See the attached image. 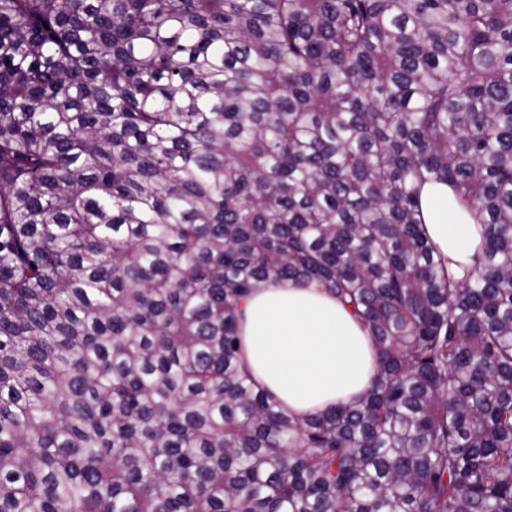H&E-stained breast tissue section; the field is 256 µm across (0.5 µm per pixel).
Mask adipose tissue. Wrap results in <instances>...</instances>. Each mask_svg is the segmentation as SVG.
<instances>
[{"label":"adipose tissue","instance_id":"1","mask_svg":"<svg viewBox=\"0 0 512 512\" xmlns=\"http://www.w3.org/2000/svg\"><path fill=\"white\" fill-rule=\"evenodd\" d=\"M421 206L430 239L450 274L462 278L479 241L473 219L443 184L426 185ZM241 310L245 368L295 414L327 409L369 386L374 347L357 320L324 288L264 286L242 302Z\"/></svg>","mask_w":512,"mask_h":512}]
</instances>
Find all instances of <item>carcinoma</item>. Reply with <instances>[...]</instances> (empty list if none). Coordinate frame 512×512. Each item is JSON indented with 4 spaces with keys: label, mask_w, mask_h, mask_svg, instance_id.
<instances>
[{
    "label": "carcinoma",
    "mask_w": 512,
    "mask_h": 512,
    "mask_svg": "<svg viewBox=\"0 0 512 512\" xmlns=\"http://www.w3.org/2000/svg\"><path fill=\"white\" fill-rule=\"evenodd\" d=\"M288 280L376 350L302 418ZM0 512H512V0H0ZM427 233L445 257L454 278L464 276V267L472 263L479 236L469 212L460 205L452 190L443 184H428L421 196ZM240 308L245 368L295 414L325 410L369 386L372 342L324 288L263 286Z\"/></svg>",
    "instance_id": "carcinoma-1"
}]
</instances>
